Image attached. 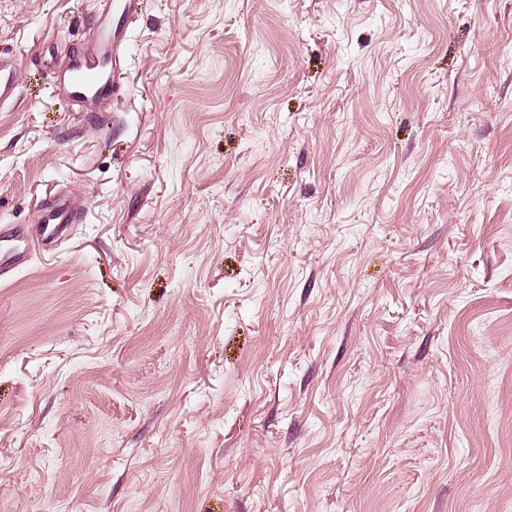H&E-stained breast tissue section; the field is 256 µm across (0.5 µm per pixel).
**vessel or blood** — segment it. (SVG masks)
Returning a JSON list of instances; mask_svg holds the SVG:
<instances>
[{"label": "vessel or blood", "instance_id": "obj_1", "mask_svg": "<svg viewBox=\"0 0 512 512\" xmlns=\"http://www.w3.org/2000/svg\"><path fill=\"white\" fill-rule=\"evenodd\" d=\"M139 0H106L104 12L93 25L89 52L72 56L57 77V86L72 101L86 106L119 93L125 55L126 21L135 14ZM18 65L0 58V105L14 101L18 95ZM74 220V202L58 194L51 206L41 208L38 230L43 243L65 236ZM31 247L28 232L12 226L0 229V272L8 266L26 263Z\"/></svg>", "mask_w": 512, "mask_h": 512}]
</instances>
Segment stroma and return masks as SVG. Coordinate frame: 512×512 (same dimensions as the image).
<instances>
[{
	"label": "stroma",
	"mask_w": 512,
	"mask_h": 512,
	"mask_svg": "<svg viewBox=\"0 0 512 512\" xmlns=\"http://www.w3.org/2000/svg\"><path fill=\"white\" fill-rule=\"evenodd\" d=\"M0 0V512H512V0ZM106 8L93 25L88 53L73 55L57 77V87L72 101L88 107L117 95L122 85L126 21L139 0H105ZM18 65L12 59L0 58V105L14 101L18 95ZM74 207L72 198L60 193L51 206L41 208L38 230L43 243L49 244L65 236L69 224H73ZM31 247L28 232L18 226L0 228V272H9L11 269L26 263ZM15 267L5 270V266Z\"/></svg>",
	"instance_id": "stroma-1"
}]
</instances>
